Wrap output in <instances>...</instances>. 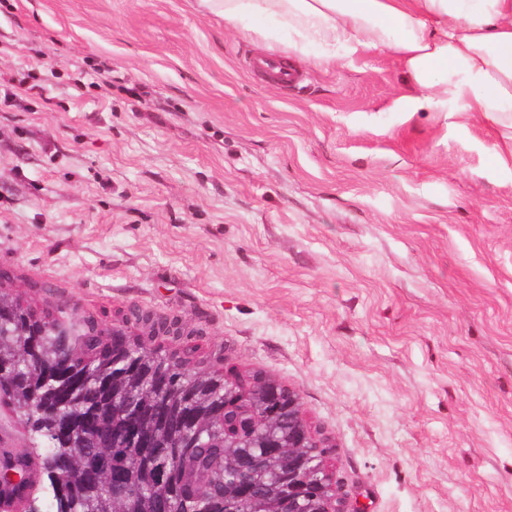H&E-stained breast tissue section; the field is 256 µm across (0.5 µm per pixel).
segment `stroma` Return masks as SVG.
<instances>
[{
	"mask_svg": "<svg viewBox=\"0 0 512 512\" xmlns=\"http://www.w3.org/2000/svg\"><path fill=\"white\" fill-rule=\"evenodd\" d=\"M195 0H0V271L37 310L296 391L350 512H512V172L395 112L391 56L302 66ZM112 68L111 85L94 70ZM255 69L264 71L270 75L273 83L281 86L288 87V85L297 82L296 74L282 67L276 60L261 59L254 63Z\"/></svg>",
	"mask_w": 512,
	"mask_h": 512,
	"instance_id": "35a3bbf8",
	"label": "stroma"
}]
</instances>
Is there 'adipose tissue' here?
Here are the masks:
<instances>
[{
	"instance_id": "ef3b65f1",
	"label": "adipose tissue",
	"mask_w": 512,
	"mask_h": 512,
	"mask_svg": "<svg viewBox=\"0 0 512 512\" xmlns=\"http://www.w3.org/2000/svg\"><path fill=\"white\" fill-rule=\"evenodd\" d=\"M267 49L333 65L394 56L401 112L455 109L495 130L497 166L512 171V0H197Z\"/></svg>"
}]
</instances>
